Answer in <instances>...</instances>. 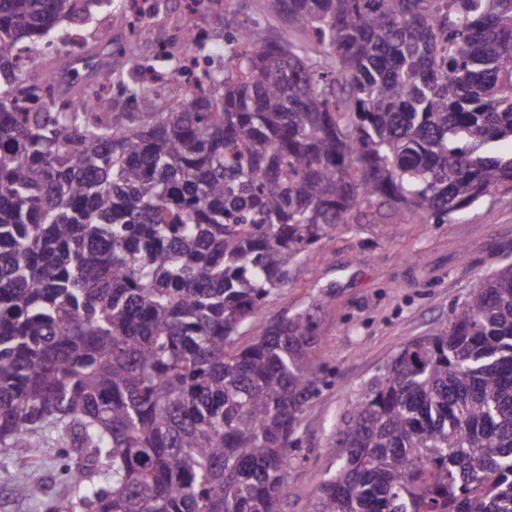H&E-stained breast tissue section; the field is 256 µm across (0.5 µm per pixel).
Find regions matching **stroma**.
<instances>
[{
    "mask_svg": "<svg viewBox=\"0 0 512 512\" xmlns=\"http://www.w3.org/2000/svg\"><path fill=\"white\" fill-rule=\"evenodd\" d=\"M128 0H112L81 28L60 25L42 43L46 57L68 70L73 45L90 46L99 27L112 28V69L131 62L161 65L183 55L184 29L224 41V14L194 10L190 0H157L150 21L129 27ZM512 261V192L488 195L445 224L385 220L362 223L324 239L315 257L292 264L283 288L268 298L261 316L243 328L248 344L269 321L312 310L325 383L302 419L292 451L283 512H311L321 482L340 453L334 433L343 415L402 346L447 321L480 279ZM328 303L313 308L318 296Z\"/></svg>",
    "mask_w": 512,
    "mask_h": 512,
    "instance_id": "stroma-1",
    "label": "stroma"
}]
</instances>
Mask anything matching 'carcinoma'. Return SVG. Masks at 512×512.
I'll return each instance as SVG.
<instances>
[{
    "instance_id": "obj_1",
    "label": "carcinoma",
    "mask_w": 512,
    "mask_h": 512,
    "mask_svg": "<svg viewBox=\"0 0 512 512\" xmlns=\"http://www.w3.org/2000/svg\"><path fill=\"white\" fill-rule=\"evenodd\" d=\"M91 0H0V448L44 512H280L319 391L316 323L244 346L291 264L389 210L512 190V0H224V65L169 112L49 101L19 46ZM187 54L208 40L187 28ZM86 73H112V32ZM74 467L47 494L34 448ZM312 512H512V262L404 345L336 429ZM238 3L241 7L239 19L244 20L246 18H251L259 20L261 23L266 24L269 27L275 28L280 26L278 21L266 13V0H239Z\"/></svg>"
}]
</instances>
